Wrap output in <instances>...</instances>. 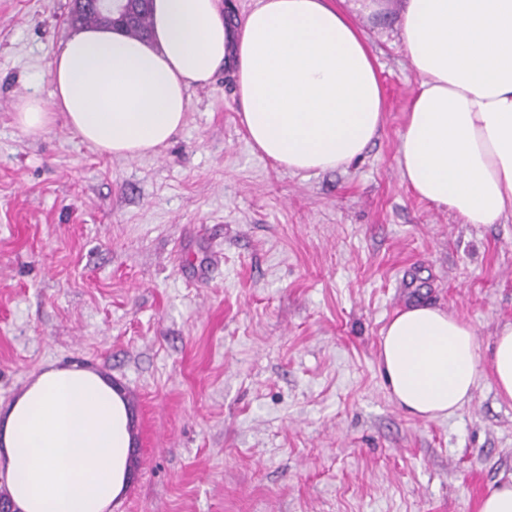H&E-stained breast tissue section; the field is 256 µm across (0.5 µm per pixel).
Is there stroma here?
<instances>
[{"label":"stroma","instance_id":"stroma-1","mask_svg":"<svg viewBox=\"0 0 512 512\" xmlns=\"http://www.w3.org/2000/svg\"><path fill=\"white\" fill-rule=\"evenodd\" d=\"M357 17L378 59L379 136L347 167L291 173L252 147L232 68L193 89L157 154L100 155L49 97L71 0H0V412L53 363L92 368L133 416L112 512H479L512 478V401L483 372L450 417L410 416L381 333L422 301L483 355L512 323V216L466 224L408 189L416 78L396 19Z\"/></svg>","mask_w":512,"mask_h":512}]
</instances>
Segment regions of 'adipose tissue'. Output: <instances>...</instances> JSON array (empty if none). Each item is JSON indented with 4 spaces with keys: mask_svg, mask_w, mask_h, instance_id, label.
<instances>
[{
    "mask_svg": "<svg viewBox=\"0 0 512 512\" xmlns=\"http://www.w3.org/2000/svg\"><path fill=\"white\" fill-rule=\"evenodd\" d=\"M220 0H153L150 36L86 26L49 66L50 99L14 106L33 136L57 117L96 151L157 153L186 122L190 90L232 63L241 122L253 147L284 169L349 165L378 136L384 96L359 15L384 0H258L229 27ZM396 26L417 86L398 167L430 205L467 224L512 214V0H403ZM497 393L512 400V323L496 335ZM379 364L408 414L448 417L477 387L481 348L471 325L439 308L398 311ZM131 414L111 381L50 364L0 414V476L13 512H110L129 485Z\"/></svg>",
    "mask_w": 512,
    "mask_h": 512,
    "instance_id": "ef3b65f1",
    "label": "adipose tissue"
}]
</instances>
